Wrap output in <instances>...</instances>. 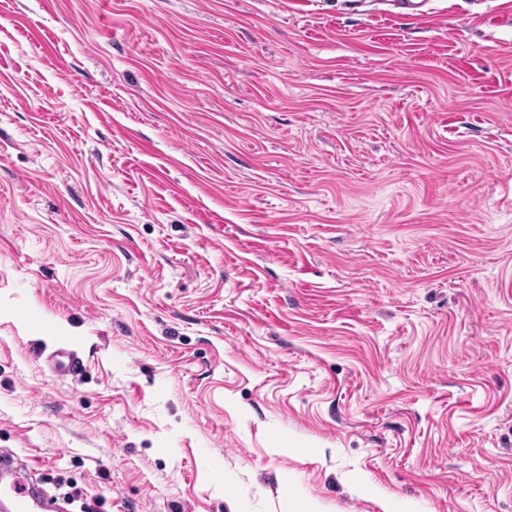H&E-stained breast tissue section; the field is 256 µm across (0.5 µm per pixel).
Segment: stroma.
I'll return each instance as SVG.
<instances>
[{"instance_id":"35a3bbf8","label":"stroma","mask_w":512,"mask_h":512,"mask_svg":"<svg viewBox=\"0 0 512 512\" xmlns=\"http://www.w3.org/2000/svg\"><path fill=\"white\" fill-rule=\"evenodd\" d=\"M418 3L0 0V449L37 487L512 512V0ZM50 370L59 378L76 380L82 375L83 362L78 353L66 344L52 350L46 357Z\"/></svg>"}]
</instances>
